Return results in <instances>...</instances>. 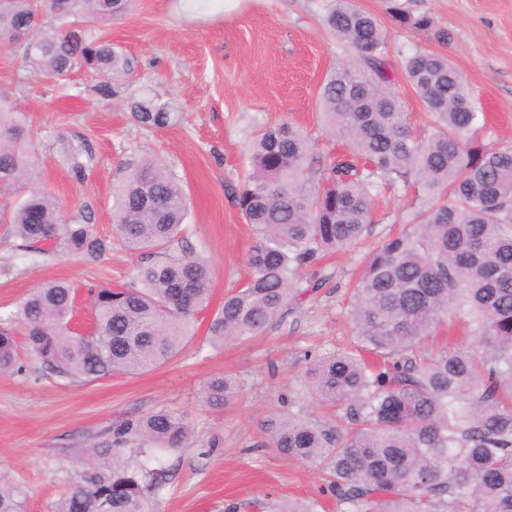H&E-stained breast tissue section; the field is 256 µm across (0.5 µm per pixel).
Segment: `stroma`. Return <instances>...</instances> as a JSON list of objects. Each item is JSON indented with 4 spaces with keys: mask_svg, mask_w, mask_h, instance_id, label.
Wrapping results in <instances>:
<instances>
[{
    "mask_svg": "<svg viewBox=\"0 0 512 512\" xmlns=\"http://www.w3.org/2000/svg\"><path fill=\"white\" fill-rule=\"evenodd\" d=\"M389 36L387 73L417 132H425L422 102L403 69L405 54L431 51L448 57L466 77L476 108L486 116L474 135L488 149L512 146V0H356ZM427 12L447 40L401 28L391 6ZM325 0H135L106 31L132 61L116 77L115 93L98 95L82 72L43 78L22 67L23 46L0 45V102L22 114L34 133L38 183L65 210L85 205L94 231L112 248L95 263L57 254L31 260L17 250L7 217H0V318L39 283L67 279L76 288L98 280L119 287L141 262L114 241L112 186L127 166L147 154L167 165L191 199L190 231L182 242L213 269L208 310L179 356L146 374L72 382L43 373L29 356L24 372L0 374V478L26 492L24 512L50 506L82 468V453L113 420L159 408L186 414L188 442L169 454L173 478L158 493L160 512H259L258 502L291 497L316 499L319 512H346L322 493L320 464L289 459L270 448L263 423L290 413L333 425L329 410L309 393L312 361L342 345L352 333L349 286L364 256L398 229L417 207L413 191L397 186L376 202L375 222L349 250L308 268L328 277L326 288L288 310L265 335L214 349L204 343L212 312L248 276L251 231L229 196L248 169L247 143L257 126L288 120L303 126L318 150L328 138L317 121L326 73L349 51L324 22ZM167 104L176 119L166 127L134 118L132 101ZM89 147L92 168L76 181L63 163L61 143ZM228 374L238 387L235 402L206 410L200 382Z\"/></svg>",
    "mask_w": 512,
    "mask_h": 512,
    "instance_id": "obj_1",
    "label": "stroma"
}]
</instances>
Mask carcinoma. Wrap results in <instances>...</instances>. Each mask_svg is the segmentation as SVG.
<instances>
[{"label": "carcinoma", "instance_id": "carcinoma-1", "mask_svg": "<svg viewBox=\"0 0 512 512\" xmlns=\"http://www.w3.org/2000/svg\"><path fill=\"white\" fill-rule=\"evenodd\" d=\"M131 0H0V45L26 44L35 75L80 68L102 82L130 70L101 31ZM399 25L427 35L433 17L393 8ZM326 25L353 53L321 88L319 109L336 149L315 152L308 133L288 122L258 127L250 172L233 190L253 235L248 278L211 317L208 342L222 346L265 334L281 313L322 288L304 270L325 251H345L373 223L386 187L422 197L406 229L366 258L351 294L357 345L315 361L311 394L338 406L340 433L292 414L265 421L270 444L289 458L322 461L323 491L348 512H512V147L473 145L480 123L464 76L448 58L415 51L403 59L428 114V132L413 131L385 73L387 31L353 0H332ZM136 119L170 124L172 113L135 101ZM72 176H87L82 144L63 152ZM35 177L31 133L17 112L0 105V187ZM113 230L126 248L155 260L137 267L122 288L92 282L86 293L95 333L72 329L75 287L48 280L0 321V373L21 370L14 332L49 374L80 382L156 369L193 338L195 314L210 299L213 272L200 256L177 253L189 215L183 183L159 160L143 157L112 192ZM82 206L33 189L11 213L19 247L36 258L44 246L84 262L110 250ZM463 321L474 338L435 352L422 341ZM231 378L199 387V402L223 408ZM185 415L161 408L112 422L89 445L82 469L52 512H158L157 491L173 471L148 466L184 447ZM23 490L0 482V512H22Z\"/></svg>", "mask_w": 512, "mask_h": 512}]
</instances>
